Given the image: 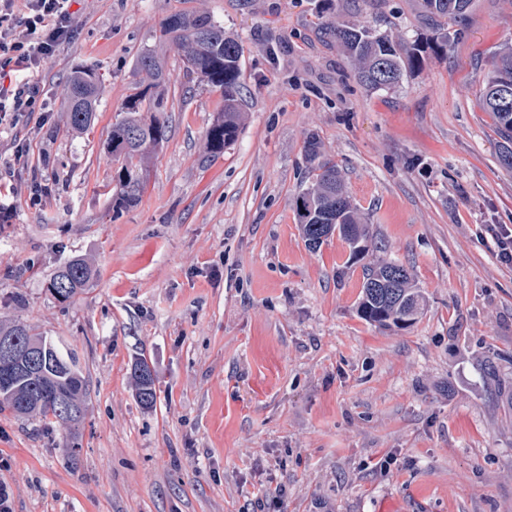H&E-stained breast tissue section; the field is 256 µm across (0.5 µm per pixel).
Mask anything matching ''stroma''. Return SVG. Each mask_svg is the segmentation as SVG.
Listing matches in <instances>:
<instances>
[{"label": "stroma", "mask_w": 512, "mask_h": 512, "mask_svg": "<svg viewBox=\"0 0 512 512\" xmlns=\"http://www.w3.org/2000/svg\"><path fill=\"white\" fill-rule=\"evenodd\" d=\"M378 22L433 43L421 0H354ZM320 0H74L80 25L32 79L48 109L0 124V320L72 350L87 384L76 431L0 412V482L13 512H512V400L481 370L512 375V266L490 225H512V171L479 101L512 45V0H471L448 51L392 89L369 90L318 31ZM207 13L240 45L245 106L219 157L205 134L224 107L163 34ZM166 63L169 132L136 204L117 209L106 141ZM99 74L96 119L67 123L68 76ZM332 159L352 204L424 296L411 326L357 313L364 263L339 236L309 248L295 199L314 180L306 145ZM27 147L25 164L11 145ZM99 277L61 303L46 288L71 256ZM153 363L157 404L130 378ZM130 375L137 402L143 409H153L157 403L155 380L144 356L135 358Z\"/></svg>", "instance_id": "stroma-1"}]
</instances>
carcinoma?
Instances as JSON below:
<instances>
[{
  "instance_id": "obj_1",
  "label": "carcinoma",
  "mask_w": 512,
  "mask_h": 512,
  "mask_svg": "<svg viewBox=\"0 0 512 512\" xmlns=\"http://www.w3.org/2000/svg\"><path fill=\"white\" fill-rule=\"evenodd\" d=\"M470 0H423L425 12L433 17L455 21L462 18ZM164 32L178 47L187 71L199 81L219 90L224 109L207 129L206 155L224 153L236 140L240 129L243 74L240 68V45L224 33V26L204 14H175L163 24ZM324 37L354 62L356 77L365 87L382 90L400 84L413 68L424 63L423 50L417 44L406 45L370 25L328 23ZM139 69L150 81L143 90L127 100L122 116L112 123L108 147L113 157L123 159L118 172L114 205L129 206L141 198L144 166L150 153L165 139L169 118L167 98L162 85L165 71L162 60L147 51L138 59ZM512 82V46H507L492 62L482 80L481 100L491 113L503 140L499 163L512 170V94L501 95L500 83ZM98 76L95 67L83 66L73 71L68 81V116L70 127L85 132L93 125L96 112ZM148 101L153 115L144 120L143 101ZM307 156L315 171L311 186L296 198L302 234L315 246L339 234L358 254L372 239L369 225L362 222L351 204L339 170L334 162L323 158L317 143H307ZM98 277L97 268L81 256L68 259L50 278L47 290L66 302L91 287ZM422 296L414 287L409 271L395 261H381L365 268L358 313L370 324L384 328L403 327L421 314ZM15 338L21 348H35L46 360L32 369L24 359L0 360V412L37 419L45 424L74 430L85 412V381L74 355L62 351L50 338L19 321H0V338ZM483 370L493 380V390L502 392L512 385V378L501 377L497 365L486 361ZM131 380L137 402L144 409L157 403L153 371L146 358H135Z\"/></svg>"
}]
</instances>
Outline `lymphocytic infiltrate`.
<instances>
[{
  "label": "lymphocytic infiltrate",
  "mask_w": 512,
  "mask_h": 512,
  "mask_svg": "<svg viewBox=\"0 0 512 512\" xmlns=\"http://www.w3.org/2000/svg\"><path fill=\"white\" fill-rule=\"evenodd\" d=\"M72 0H0V119L10 112H41L42 90L17 69L39 71L74 36Z\"/></svg>",
  "instance_id": "1"
}]
</instances>
